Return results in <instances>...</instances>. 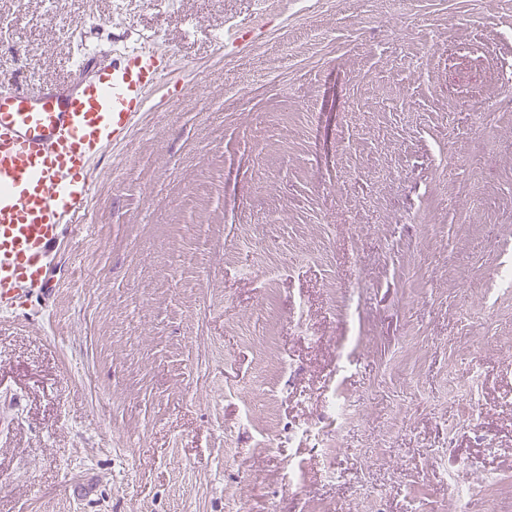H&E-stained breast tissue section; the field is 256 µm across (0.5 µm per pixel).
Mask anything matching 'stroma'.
I'll return each mask as SVG.
<instances>
[{
	"label": "stroma",
	"instance_id": "1",
	"mask_svg": "<svg viewBox=\"0 0 512 512\" xmlns=\"http://www.w3.org/2000/svg\"><path fill=\"white\" fill-rule=\"evenodd\" d=\"M391 7L0 0V85L172 56L0 316V512H512V0Z\"/></svg>",
	"mask_w": 512,
	"mask_h": 512
}]
</instances>
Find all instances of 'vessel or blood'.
<instances>
[{
  "label": "vessel or blood",
  "instance_id": "obj_1",
  "mask_svg": "<svg viewBox=\"0 0 512 512\" xmlns=\"http://www.w3.org/2000/svg\"><path fill=\"white\" fill-rule=\"evenodd\" d=\"M170 61L145 47L35 95L0 94V310L48 287L63 226L87 215L94 161L128 137Z\"/></svg>",
  "mask_w": 512,
  "mask_h": 512
}]
</instances>
